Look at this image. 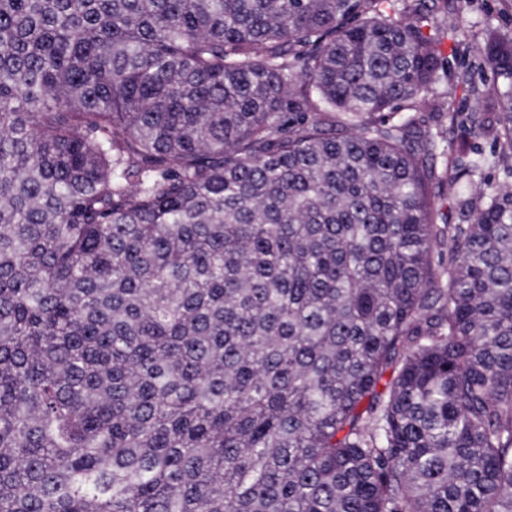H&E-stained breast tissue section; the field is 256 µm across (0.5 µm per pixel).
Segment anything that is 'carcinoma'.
<instances>
[{
  "mask_svg": "<svg viewBox=\"0 0 512 512\" xmlns=\"http://www.w3.org/2000/svg\"><path fill=\"white\" fill-rule=\"evenodd\" d=\"M461 12L0 0V512H512V35L449 114ZM447 119L506 176L461 144L458 224ZM453 73L448 79V112H472L479 120L492 121L494 114L486 112L483 103L498 86L497 76L474 52L469 39L457 45ZM444 132L448 141V146H456L461 140H468L477 151L482 152L487 157L497 155L496 146L491 139L475 138L471 132V128L467 124H450L444 126Z\"/></svg>",
  "mask_w": 512,
  "mask_h": 512,
  "instance_id": "cac0c4a2",
  "label": "carcinoma"
}]
</instances>
